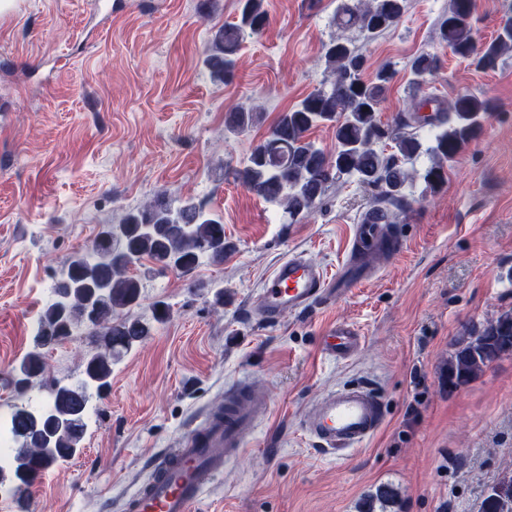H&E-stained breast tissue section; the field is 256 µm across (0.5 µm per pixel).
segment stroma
Instances as JSON below:
<instances>
[{
	"label": "stroma",
	"instance_id": "stroma-1",
	"mask_svg": "<svg viewBox=\"0 0 512 512\" xmlns=\"http://www.w3.org/2000/svg\"><path fill=\"white\" fill-rule=\"evenodd\" d=\"M17 2L0 14V378L26 352L55 272L126 211L161 193L200 199L233 246L223 263L144 278L132 316L151 319L158 301L170 316L113 362L83 454L49 467L29 494L33 512H120L150 459L240 381L270 398V417L192 512H359L383 485L397 493L385 512H480L488 488L512 475V355L454 390L442 370L459 336L512 310V52L488 71L453 55L439 36L449 0H406L395 27L362 42L365 79L387 63L395 71L382 123L401 110L407 63L422 52L441 61L425 93L472 92L495 110L437 192L420 178L407 185L412 205L392 224L397 257L333 304L268 327L250 314L264 277L293 251L335 273L374 205L346 176L292 224L224 177L281 112L328 84L323 46L337 33L338 0H264L269 26L221 83L204 52L236 22L238 0H109L106 18L90 0ZM230 103L259 106L263 118L228 135ZM333 319L364 333L349 360L321 351ZM88 350L80 331L49 349L45 378L23 399L77 381ZM359 384L380 396L383 428L342 456L316 449L301 430L306 407Z\"/></svg>",
	"mask_w": 512,
	"mask_h": 512
}]
</instances>
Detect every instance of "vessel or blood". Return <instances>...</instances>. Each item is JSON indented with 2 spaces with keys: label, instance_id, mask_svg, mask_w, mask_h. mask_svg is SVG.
Listing matches in <instances>:
<instances>
[{
  "label": "vessel or blood",
  "instance_id": "1",
  "mask_svg": "<svg viewBox=\"0 0 512 512\" xmlns=\"http://www.w3.org/2000/svg\"><path fill=\"white\" fill-rule=\"evenodd\" d=\"M352 239L366 242L367 250H350L335 276L305 255L293 253L281 260L264 279L255 313L266 324L280 323L283 315L304 314L321 308L373 278L379 256H392L398 239L380 224H358ZM363 342L353 323H331L323 336V352L336 360L351 358ZM270 415L269 398L247 385L233 386L223 410L210 413L170 449L154 458L149 479L123 503V512H191L212 479L246 449L258 425ZM383 404L369 386L341 387L316 400L301 427L320 449L336 454L360 447L381 428Z\"/></svg>",
  "mask_w": 512,
  "mask_h": 512
}]
</instances>
